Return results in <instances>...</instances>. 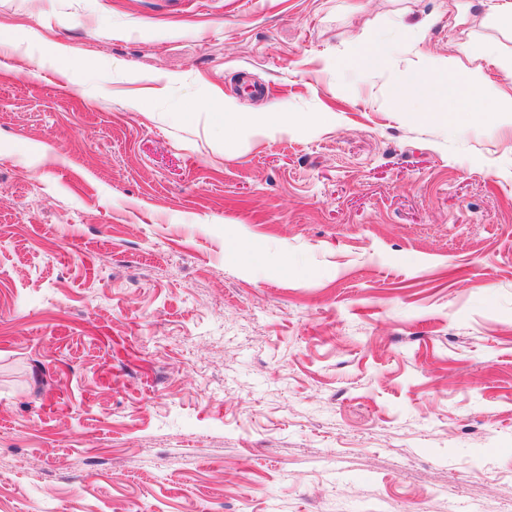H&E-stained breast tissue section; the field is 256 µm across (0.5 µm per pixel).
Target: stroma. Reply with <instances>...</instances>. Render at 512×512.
<instances>
[{"mask_svg": "<svg viewBox=\"0 0 512 512\" xmlns=\"http://www.w3.org/2000/svg\"><path fill=\"white\" fill-rule=\"evenodd\" d=\"M498 2L0 0V512H512ZM455 72L456 61L442 58L429 61L425 67L411 74L413 82L431 87L434 95L433 102L424 112H413L418 123L448 127L461 112L477 113L487 121L506 114L512 117V97L494 102L486 101L487 79L481 68L470 72L467 79L455 85V109L460 112H448V77ZM224 111V127L228 123L237 133H256L269 119L276 120L285 129L293 123L288 118V112H239L231 102L226 101Z\"/></svg>", "mask_w": 512, "mask_h": 512, "instance_id": "35a3bbf8", "label": "stroma"}]
</instances>
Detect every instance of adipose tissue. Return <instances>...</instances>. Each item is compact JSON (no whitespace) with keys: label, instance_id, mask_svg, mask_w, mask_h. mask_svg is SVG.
<instances>
[{"label":"adipose tissue","instance_id":"adipose-tissue-1","mask_svg":"<svg viewBox=\"0 0 512 512\" xmlns=\"http://www.w3.org/2000/svg\"><path fill=\"white\" fill-rule=\"evenodd\" d=\"M456 71V62L451 58L434 59L415 70L411 79L418 85L431 87L434 100L422 112L416 113L418 123L445 126L454 123L458 113L475 112L484 120L491 121L501 115H512V97L494 102L485 96L486 76L482 69L470 72L456 86H449L448 79Z\"/></svg>","mask_w":512,"mask_h":512}]
</instances>
